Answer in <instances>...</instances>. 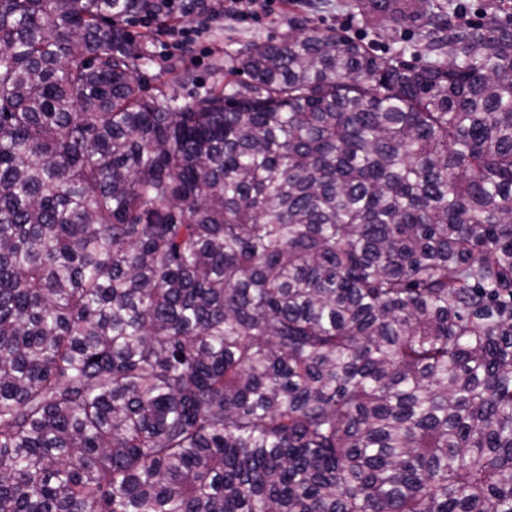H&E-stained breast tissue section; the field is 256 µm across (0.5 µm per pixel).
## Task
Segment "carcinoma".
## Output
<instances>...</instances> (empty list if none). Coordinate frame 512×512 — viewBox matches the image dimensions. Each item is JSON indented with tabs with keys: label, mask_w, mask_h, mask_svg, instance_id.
<instances>
[{
	"label": "carcinoma",
	"mask_w": 512,
	"mask_h": 512,
	"mask_svg": "<svg viewBox=\"0 0 512 512\" xmlns=\"http://www.w3.org/2000/svg\"><path fill=\"white\" fill-rule=\"evenodd\" d=\"M349 8L180 106L0 0V512H512V11Z\"/></svg>",
	"instance_id": "1"
}]
</instances>
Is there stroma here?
<instances>
[{"label": "stroma", "instance_id": "35a3bbf8", "mask_svg": "<svg viewBox=\"0 0 512 512\" xmlns=\"http://www.w3.org/2000/svg\"><path fill=\"white\" fill-rule=\"evenodd\" d=\"M348 0H293L278 15L258 22L241 24L231 18L216 19L186 52L163 50L160 37H152L148 49L152 63L144 69L146 89L162 88L173 93L178 104L193 102L205 92L224 87L231 80L236 54L246 44L279 38L292 14L311 18L322 26L335 28L352 37L365 36L366 30L347 9Z\"/></svg>", "mask_w": 512, "mask_h": 512}]
</instances>
